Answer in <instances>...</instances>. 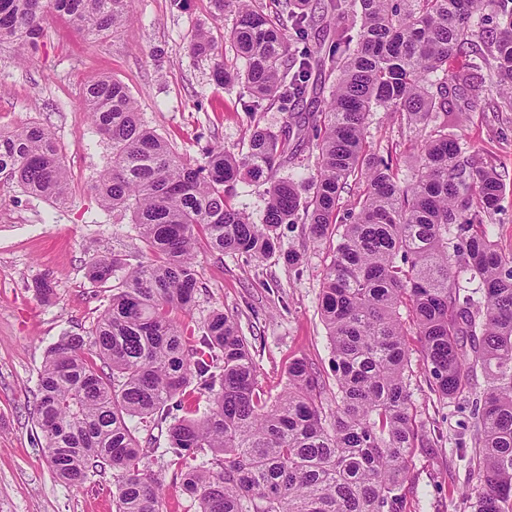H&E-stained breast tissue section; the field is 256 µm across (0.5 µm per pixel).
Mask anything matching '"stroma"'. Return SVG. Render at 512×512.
Here are the masks:
<instances>
[{"label": "stroma", "mask_w": 512, "mask_h": 512, "mask_svg": "<svg viewBox=\"0 0 512 512\" xmlns=\"http://www.w3.org/2000/svg\"><path fill=\"white\" fill-rule=\"evenodd\" d=\"M131 10L130 22L97 38L78 31L68 17H53L24 60L13 44L0 42V130L35 122L51 131L69 170L71 196L60 208L0 181V512H112L116 471L105 469L79 487L63 485L44 456L35 410L48 348L63 335L88 331L112 293L111 285L89 281L88 262L103 251L132 264L141 258L130 214L104 209L96 196L112 148L83 110L84 86L104 74L121 81L142 122L195 157L214 142L244 152L253 126L276 131L284 121L273 109L248 111L246 88L217 84L212 61L189 54L190 34L204 29L222 41L226 64L238 61L224 40L232 18L217 17L212 0H187L182 10L171 0H132ZM365 135L372 152L391 160L400 183L412 182L416 138L401 115L374 110ZM448 135L499 174L500 206L488 227L500 249L511 254L512 112L465 113L449 121ZM278 233L283 250L302 254L300 265L279 256L255 262L201 250L200 287L185 322L198 328L214 311L234 315L252 346L263 390L280 393L289 363L302 358L328 379L323 406L330 409L336 387L320 293L333 244L313 241L302 223L281 225ZM41 278L53 282L50 299L33 291ZM407 344L415 422L431 445L413 453L402 487L403 512H472L463 496L476 483L468 464L470 416L486 380L475 377L460 399H440L417 336L408 334ZM146 463L164 486L163 512H197L174 467L153 454Z\"/></svg>", "instance_id": "35a3bbf8"}]
</instances>
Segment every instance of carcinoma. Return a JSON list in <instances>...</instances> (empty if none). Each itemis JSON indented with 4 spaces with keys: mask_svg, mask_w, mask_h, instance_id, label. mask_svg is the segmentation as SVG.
<instances>
[{
    "mask_svg": "<svg viewBox=\"0 0 512 512\" xmlns=\"http://www.w3.org/2000/svg\"><path fill=\"white\" fill-rule=\"evenodd\" d=\"M214 3L234 12L229 39L243 67L227 66L203 30L190 53L213 60L218 83L243 84L249 110L277 106L284 130L256 126L244 153L220 145L193 157L142 123L120 81L84 87L83 111L112 146L96 194L102 207L130 211L147 260L103 253L89 264L91 280L117 275L119 286L88 331L47 351L36 405L47 462L68 487L112 468L114 512H163L138 433L167 421L159 457L200 512H400L413 448L431 445L407 390L404 309L439 397L454 399L484 375L470 457L477 485L467 496L473 512H512V254L487 224L502 184L448 137V115L485 97L512 112V0ZM489 8L506 19L498 33L475 23ZM54 13L101 35L127 22L130 0H0V42L36 46ZM344 14L349 24L330 26ZM469 53L473 72L448 73L450 58ZM331 78L329 97H319ZM378 107L402 113L421 136L407 186L367 150L366 119ZM308 124L318 156L303 195L277 173L294 160L286 130L303 139ZM353 176L366 192L338 230ZM0 179L69 202L61 149L37 123L0 133ZM241 179L266 186L257 214L233 203ZM298 218L313 240L337 238L320 303L336 381L329 423L323 381L305 360L288 365V385L271 399L233 316L212 313L199 336L177 317L199 288L200 247L265 260L282 253L279 227ZM191 385L208 394L203 412L185 404Z\"/></svg>",
    "mask_w": 512,
    "mask_h": 512,
    "instance_id": "obj_1",
    "label": "carcinoma"
}]
</instances>
